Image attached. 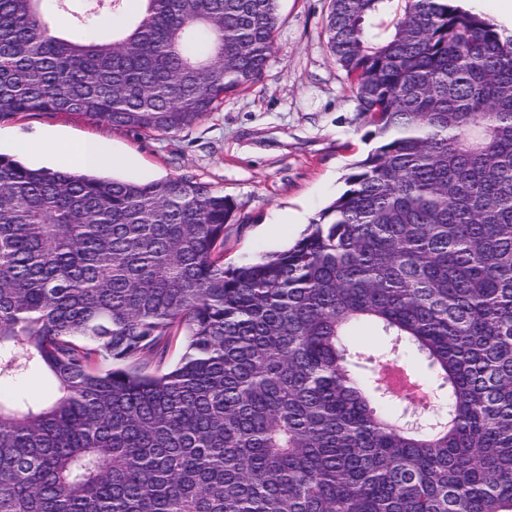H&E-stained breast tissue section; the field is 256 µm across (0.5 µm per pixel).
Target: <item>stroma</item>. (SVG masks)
<instances>
[{"instance_id":"obj_1","label":"stroma","mask_w":512,"mask_h":512,"mask_svg":"<svg viewBox=\"0 0 512 512\" xmlns=\"http://www.w3.org/2000/svg\"><path fill=\"white\" fill-rule=\"evenodd\" d=\"M328 7L329 0H279L277 53L259 81L178 133L26 113L0 122V154L55 170L57 140L94 141L125 159L113 170L119 179L193 174L237 207L224 232L225 261L282 250L344 190L351 163L373 147L326 47Z\"/></svg>"}]
</instances>
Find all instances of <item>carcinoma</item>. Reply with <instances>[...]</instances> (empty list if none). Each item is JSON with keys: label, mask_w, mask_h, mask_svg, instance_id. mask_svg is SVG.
Returning a JSON list of instances; mask_svg holds the SVG:
<instances>
[{"label": "carcinoma", "mask_w": 512, "mask_h": 512, "mask_svg": "<svg viewBox=\"0 0 512 512\" xmlns=\"http://www.w3.org/2000/svg\"><path fill=\"white\" fill-rule=\"evenodd\" d=\"M44 2L0 0V121L174 134L276 52L278 0H143L97 41ZM326 32L376 146L280 253L224 264L235 203L192 174L0 155V512H512V35L455 0H331ZM411 349L436 407L383 382ZM39 370L51 401L15 391ZM354 334L351 338L354 347L366 353V355H377L387 351L390 347V337L385 336L370 324L360 326Z\"/></svg>", "instance_id": "obj_1"}]
</instances>
